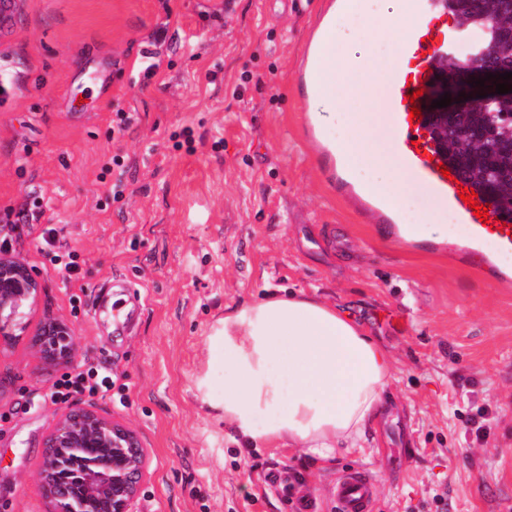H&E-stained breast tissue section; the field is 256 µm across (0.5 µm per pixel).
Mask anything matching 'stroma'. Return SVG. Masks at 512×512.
<instances>
[{"instance_id":"1","label":"stroma","mask_w":512,"mask_h":512,"mask_svg":"<svg viewBox=\"0 0 512 512\" xmlns=\"http://www.w3.org/2000/svg\"><path fill=\"white\" fill-rule=\"evenodd\" d=\"M325 6L20 0L0 31V240L42 284L0 349V512H47L43 444L65 409L51 386L91 365L114 386L79 404L148 451L136 512H299L304 497L330 512L345 469L374 477L377 512H512V292L393 243L346 199L303 121L300 57ZM278 288L336 303L393 359L366 447L323 466L238 447L194 398L214 321ZM50 316L78 342L52 369L31 346ZM481 409L479 443L465 423Z\"/></svg>"}]
</instances>
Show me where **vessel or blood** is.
Listing matches in <instances>:
<instances>
[{
	"mask_svg": "<svg viewBox=\"0 0 512 512\" xmlns=\"http://www.w3.org/2000/svg\"><path fill=\"white\" fill-rule=\"evenodd\" d=\"M414 15L403 29L399 56L385 97L383 121L389 132L393 151L406 168L428 188L432 197L451 209L459 222L447 238L425 239L420 248L443 251L455 245L463 259L478 258L492 271L497 286H512V218L503 214L486 198H479L488 216L479 219L470 205L460 197L466 183L461 178L447 179L441 170L447 162L430 133V102L425 94L443 70L448 54L463 37L458 25L448 24L447 0H408ZM417 99H410V92ZM419 116H411V109ZM375 223L392 236L402 237L403 227L398 212L390 203L370 202L366 205ZM331 496L336 512H375L376 483L364 471L341 473L336 478Z\"/></svg>",
	"mask_w": 512,
	"mask_h": 512,
	"instance_id": "b4317fda",
	"label": "vessel or blood"
}]
</instances>
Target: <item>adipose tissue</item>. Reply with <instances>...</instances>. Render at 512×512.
Here are the masks:
<instances>
[{"label": "adipose tissue", "mask_w": 512, "mask_h": 512, "mask_svg": "<svg viewBox=\"0 0 512 512\" xmlns=\"http://www.w3.org/2000/svg\"><path fill=\"white\" fill-rule=\"evenodd\" d=\"M197 395L242 448H297L315 462L363 448L393 359L347 313L302 293L226 309L207 336Z\"/></svg>", "instance_id": "obj_1"}]
</instances>
